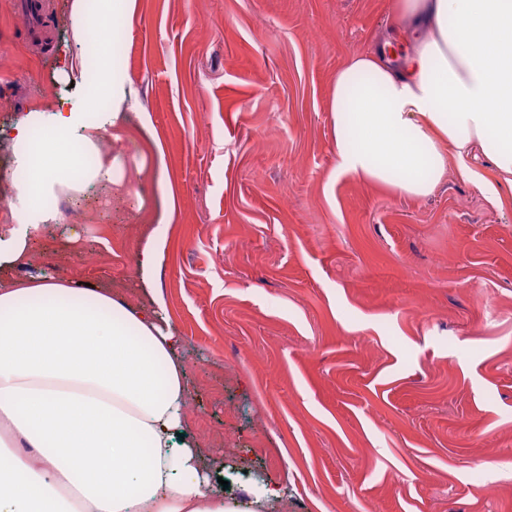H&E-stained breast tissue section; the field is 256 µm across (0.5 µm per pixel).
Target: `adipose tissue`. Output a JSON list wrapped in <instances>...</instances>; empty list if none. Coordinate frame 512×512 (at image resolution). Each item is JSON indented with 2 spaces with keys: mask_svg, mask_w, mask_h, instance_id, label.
Wrapping results in <instances>:
<instances>
[{
  "mask_svg": "<svg viewBox=\"0 0 512 512\" xmlns=\"http://www.w3.org/2000/svg\"><path fill=\"white\" fill-rule=\"evenodd\" d=\"M400 52L350 57L332 89L345 172L401 194H433L456 158L487 156L512 187V0H399ZM47 126L74 136L22 153L29 180L0 232V271L25 266L43 198L98 150L100 128L58 108ZM0 512H265L266 485L214 493L188 432L183 339L164 302L145 307L106 288L42 275L0 281Z\"/></svg>",
  "mask_w": 512,
  "mask_h": 512,
  "instance_id": "obj_1",
  "label": "adipose tissue"
}]
</instances>
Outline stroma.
Here are the masks:
<instances>
[{
  "instance_id": "1",
  "label": "stroma",
  "mask_w": 512,
  "mask_h": 512,
  "mask_svg": "<svg viewBox=\"0 0 512 512\" xmlns=\"http://www.w3.org/2000/svg\"><path fill=\"white\" fill-rule=\"evenodd\" d=\"M13 2L0 130L79 107L58 70L89 49L71 0H48L45 52ZM395 2L135 0L110 66L127 104L99 144L115 177L84 192L80 237L48 225L8 272L161 295L203 469L237 494L283 486L268 512H512V187L479 152L482 184L427 198L338 168L336 73L391 37ZM159 249L160 241L155 235H150L139 248L137 262L142 287L156 288L155 275L159 261Z\"/></svg>"
}]
</instances>
